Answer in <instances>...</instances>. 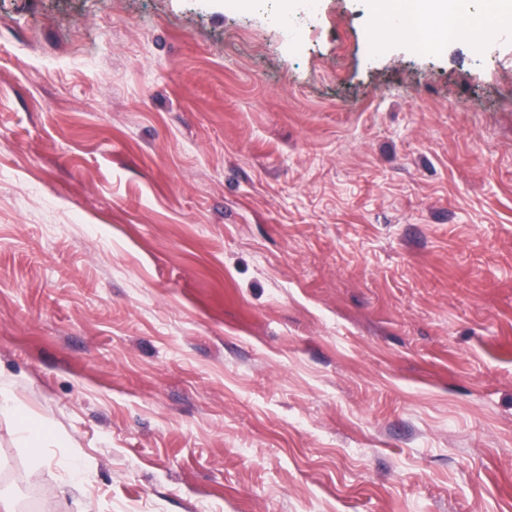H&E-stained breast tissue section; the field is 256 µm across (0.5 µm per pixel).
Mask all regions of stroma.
<instances>
[{
	"label": "stroma",
	"instance_id": "35a3bbf8",
	"mask_svg": "<svg viewBox=\"0 0 512 512\" xmlns=\"http://www.w3.org/2000/svg\"><path fill=\"white\" fill-rule=\"evenodd\" d=\"M282 5L0 0L17 512H512V37ZM0 411L10 413L19 421L18 440L23 448H29L34 455L40 454V449L50 439L51 432L45 422L27 415L13 395L12 386L0 381Z\"/></svg>",
	"mask_w": 512,
	"mask_h": 512
}]
</instances>
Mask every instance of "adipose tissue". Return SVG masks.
I'll use <instances>...</instances> for the list:
<instances>
[{
    "mask_svg": "<svg viewBox=\"0 0 512 512\" xmlns=\"http://www.w3.org/2000/svg\"><path fill=\"white\" fill-rule=\"evenodd\" d=\"M416 15L422 21L421 43L440 50L448 43V25L458 19H468L467 37L475 42L489 35L490 29L474 17L468 0H416ZM0 411L12 414L19 421L18 440L32 453H39L50 439L51 432L44 421L27 415L13 395L10 383L0 381Z\"/></svg>",
    "mask_w": 512,
    "mask_h": 512,
    "instance_id": "ef3b65f1",
    "label": "adipose tissue"
}]
</instances>
